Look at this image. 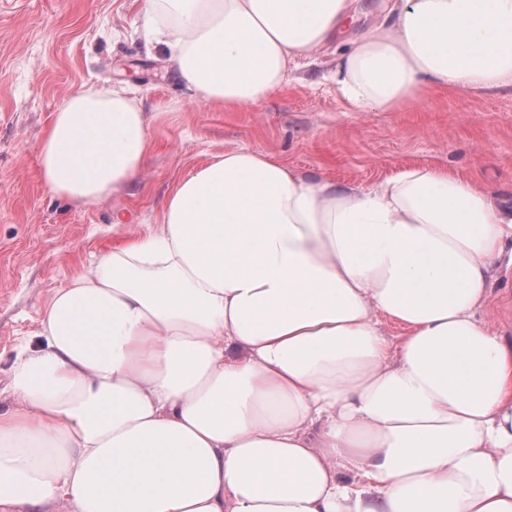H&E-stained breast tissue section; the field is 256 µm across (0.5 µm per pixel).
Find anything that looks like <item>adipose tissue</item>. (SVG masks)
<instances>
[{
	"label": "adipose tissue",
	"mask_w": 512,
	"mask_h": 512,
	"mask_svg": "<svg viewBox=\"0 0 512 512\" xmlns=\"http://www.w3.org/2000/svg\"><path fill=\"white\" fill-rule=\"evenodd\" d=\"M145 0L180 83L247 108L326 45L350 112L512 87V0ZM131 91L70 94L36 146L55 196L140 179ZM512 203L439 167L371 187L212 157L57 289L0 407V512H512V338L478 320ZM404 330L399 344L382 321ZM363 13L358 17V21L349 29L350 33L363 26L380 21L385 14V4L383 0H363Z\"/></svg>",
	"instance_id": "1"
}]
</instances>
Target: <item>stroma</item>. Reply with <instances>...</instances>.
<instances>
[{
  "mask_svg": "<svg viewBox=\"0 0 512 512\" xmlns=\"http://www.w3.org/2000/svg\"><path fill=\"white\" fill-rule=\"evenodd\" d=\"M144 0H0V392L53 292L120 240L112 213L160 222L164 199L212 157L250 148L304 176L370 186L409 165L445 167L512 196V88H434L400 112L345 111L333 48L300 58L275 96L249 108L194 100L173 62L146 43ZM134 88L150 119L142 177L96 204L51 196L35 147L69 94ZM480 319L512 326V268L491 285Z\"/></svg>",
  "mask_w": 512,
  "mask_h": 512,
  "instance_id": "obj_1",
  "label": "stroma"
}]
</instances>
